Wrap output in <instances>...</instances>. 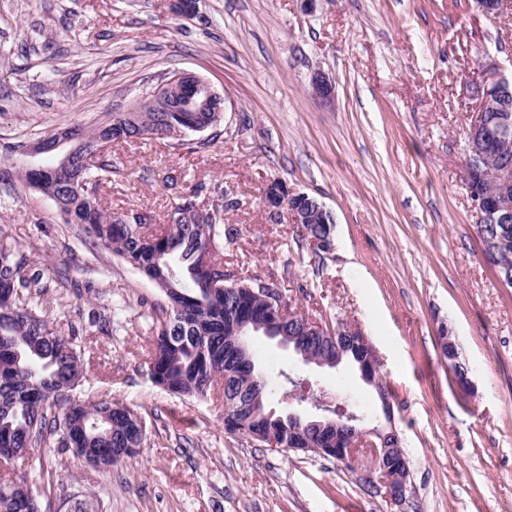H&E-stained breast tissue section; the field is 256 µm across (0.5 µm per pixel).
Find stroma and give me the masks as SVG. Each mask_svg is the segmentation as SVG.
Returning a JSON list of instances; mask_svg holds the SVG:
<instances>
[{
	"label": "stroma",
	"instance_id": "stroma-1",
	"mask_svg": "<svg viewBox=\"0 0 512 512\" xmlns=\"http://www.w3.org/2000/svg\"><path fill=\"white\" fill-rule=\"evenodd\" d=\"M0 0V241L49 285L39 307L86 344L74 391L135 408L146 440L102 471L64 448L20 465L41 512H512V288L482 259L464 180L469 83L512 74V11L474 0ZM188 70L225 100L217 137L187 152L162 140L116 143L103 206L163 228L189 196L223 208L234 244L224 272L275 282L301 311L360 327L375 346L391 411L354 367L315 369L264 336L260 371L319 384L330 402L367 405L364 427L392 424L410 462L403 505L367 492L314 453L224 429V401L174 396L147 374L167 307L142 273L18 181L23 144L128 109ZM335 82L325 103L316 73ZM316 197L336 221L320 274L289 220L271 223L265 187ZM453 331L473 389L456 386L438 339Z\"/></svg>",
	"mask_w": 512,
	"mask_h": 512
}]
</instances>
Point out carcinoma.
I'll list each match as a JSON object with an SVG mask.
<instances>
[{"label":"carcinoma","mask_w":512,"mask_h":512,"mask_svg":"<svg viewBox=\"0 0 512 512\" xmlns=\"http://www.w3.org/2000/svg\"><path fill=\"white\" fill-rule=\"evenodd\" d=\"M139 111L146 140L153 129L175 122L187 133L194 126L212 130L221 119L213 112H148L142 101L132 105ZM75 140L106 138L110 130L99 122L73 126ZM117 173L112 153L92 159L73 169L71 183L62 187L53 178L38 177L22 168L24 183L57 201L60 211L72 223L84 226L88 237L112 251L122 262L154 282L168 299L169 312L163 314L148 348V374L165 391L204 399L221 386L224 429L250 440L254 434L272 429L281 447L288 432L255 412L267 406L274 394L263 381L261 404L255 403L248 364L235 355L233 323L265 315V307L253 295L259 288L275 283L254 275L226 282L219 291L211 286L209 275L194 262L203 250L213 253L215 264L224 262L216 255L217 238L232 243L238 229L224 225V211L199 212L192 198H186L169 216L162 236L145 232L143 224H123L104 210L99 190ZM480 240L493 243L501 260L512 266V224L476 226ZM47 285L39 275L28 271L25 253L8 243H0V295L9 293L11 302L0 307V448H100L109 455L106 468L137 453L144 443L145 426L141 416L127 405L110 400L79 401L72 389L60 387L83 377L84 359L74 344L75 337L57 332L46 316L38 313ZM282 328L287 335L302 336L303 348L318 357L334 358L337 349L353 358L354 338L350 336H310L299 318L287 319ZM27 488L13 477H0V512H22L27 508Z\"/></svg>","instance_id":"obj_1"}]
</instances>
